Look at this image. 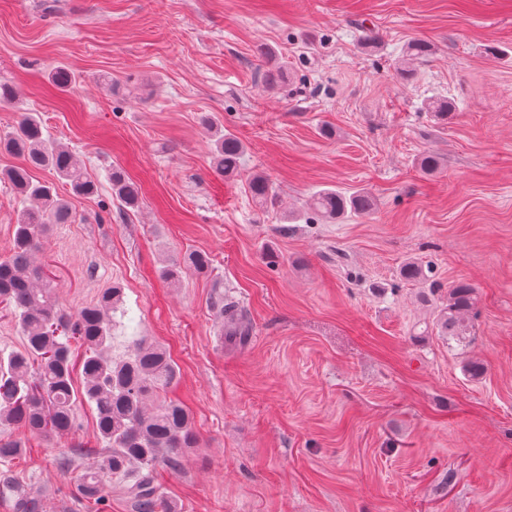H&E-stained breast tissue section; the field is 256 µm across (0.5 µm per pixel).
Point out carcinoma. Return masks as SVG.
I'll use <instances>...</instances> for the list:
<instances>
[{
	"mask_svg": "<svg viewBox=\"0 0 512 512\" xmlns=\"http://www.w3.org/2000/svg\"><path fill=\"white\" fill-rule=\"evenodd\" d=\"M244 150L234 134L219 135L213 149L217 169L233 175ZM0 151L22 158V165L0 172V179L29 201L15 224L12 252L0 259V303L9 307L24 338L23 349L0 353V428L20 426L48 440L61 438L74 428L75 403L92 404L97 438L105 448L84 475L79 494L90 502H102L100 475L108 473L133 500L136 512H179L158 485L156 466L180 467L184 452L198 447V435L181 403L161 400L148 407V402L167 391L176 379L170 355L135 338L123 358H113L112 313L123 302V288L114 285L106 289L96 304L73 315L60 306L54 281L32 263L52 225L72 221L68 202L53 187L33 180L32 172L51 170L82 195L93 194L95 185L72 152L45 133L36 113H25L16 128L0 135ZM111 181L112 195L121 206L139 208L142 192L138 183L117 169L112 171ZM248 189L262 206L277 202L272 184L261 174L251 178ZM308 207L322 218L337 220L349 212H372L377 202L365 191L347 194L327 188L314 193ZM209 269L207 254L191 252L162 274L176 282L186 271L205 275ZM476 301V288L468 282L449 288L437 321L441 334L456 341L471 335L469 317ZM215 304L224 316V340L247 344L250 332L241 311L222 296ZM73 340L84 347L79 388L73 379ZM22 453L19 442L0 439V460L10 461Z\"/></svg>",
	"mask_w": 512,
	"mask_h": 512,
	"instance_id": "cac0c4a2",
	"label": "carcinoma"
}]
</instances>
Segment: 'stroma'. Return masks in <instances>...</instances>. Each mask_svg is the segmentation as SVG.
<instances>
[{
    "mask_svg": "<svg viewBox=\"0 0 512 512\" xmlns=\"http://www.w3.org/2000/svg\"><path fill=\"white\" fill-rule=\"evenodd\" d=\"M414 39L433 52L405 80ZM60 63L75 75L63 90ZM0 82L18 91L0 134L38 113L97 186L33 173L74 216L37 255L60 304L121 284L112 356L141 336L175 362L167 396L199 445L157 481L180 512H512V0H0ZM217 128L245 145L229 179ZM426 152L437 171L419 167ZM115 169L141 184L139 210L113 198ZM256 173L279 207L253 202ZM324 187L377 209L325 222L305 206ZM192 251L209 273L166 282ZM408 261L423 280L401 279ZM434 281L476 288L467 344L439 335ZM220 295L246 346L225 343ZM74 414L52 441L8 429L24 452L0 463L14 487L0 512L29 489L46 512H134L107 475L104 504L79 496L92 460L75 451L99 442L94 407Z\"/></svg>",
    "mask_w": 512,
    "mask_h": 512,
    "instance_id": "obj_1",
    "label": "stroma"
}]
</instances>
